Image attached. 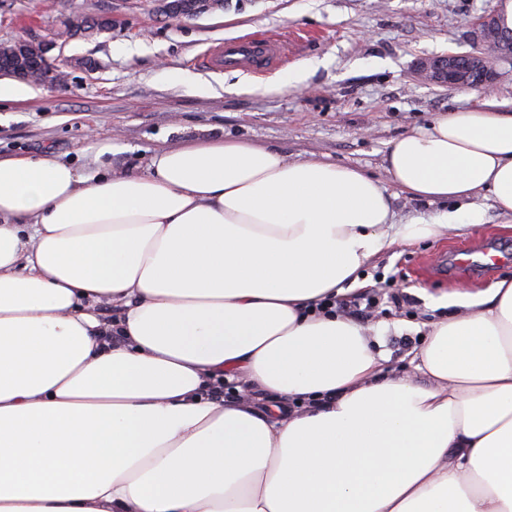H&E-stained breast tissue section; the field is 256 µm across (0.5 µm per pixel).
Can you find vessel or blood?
Returning a JSON list of instances; mask_svg holds the SVG:
<instances>
[{
  "instance_id": "obj_1",
  "label": "vessel or blood",
  "mask_w": 512,
  "mask_h": 512,
  "mask_svg": "<svg viewBox=\"0 0 512 512\" xmlns=\"http://www.w3.org/2000/svg\"><path fill=\"white\" fill-rule=\"evenodd\" d=\"M284 57L285 48L280 42L256 32L225 42L220 49L208 52L203 63L210 69H243L263 76L282 62ZM511 257L486 244H471L458 249L452 261L457 268L479 276L485 274L489 267Z\"/></svg>"
}]
</instances>
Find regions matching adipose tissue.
<instances>
[{"instance_id": "obj_1", "label": "adipose tissue", "mask_w": 512, "mask_h": 512, "mask_svg": "<svg viewBox=\"0 0 512 512\" xmlns=\"http://www.w3.org/2000/svg\"><path fill=\"white\" fill-rule=\"evenodd\" d=\"M383 168L443 211L244 141L0 158V512H512V278L456 293L415 376L316 310L480 195L512 216V116L451 110Z\"/></svg>"}]
</instances>
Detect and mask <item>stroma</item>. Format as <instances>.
I'll return each mask as SVG.
<instances>
[{"label":"stroma","instance_id":"stroma-1","mask_svg":"<svg viewBox=\"0 0 512 512\" xmlns=\"http://www.w3.org/2000/svg\"><path fill=\"white\" fill-rule=\"evenodd\" d=\"M168 0H0V45L48 41L67 24L103 19L62 50L65 83L39 85L22 103L0 104V155L47 151L83 168H143L154 152L193 140H244L289 158L310 155L364 170L389 195L396 222L434 216L381 165L389 144L439 113L494 102L512 114V60L500 61L490 90L422 80L417 63L474 51L472 24L505 0H224L193 17H169ZM287 42L286 68L317 61L299 87L265 92L268 77L212 72L204 53L249 32ZM481 224L459 236L380 254L359 280L378 305L363 319L371 344L397 374L413 369L432 324L428 296L476 290L512 277V262L474 276L436 274L435 257L482 238L512 252V229L489 199L477 198Z\"/></svg>","mask_w":512,"mask_h":512}]
</instances>
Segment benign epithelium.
Instances as JSON below:
<instances>
[{
	"mask_svg": "<svg viewBox=\"0 0 512 512\" xmlns=\"http://www.w3.org/2000/svg\"><path fill=\"white\" fill-rule=\"evenodd\" d=\"M506 30L501 26L498 15H484L473 27L476 51L467 55L448 54L426 59L419 64V75L438 85L483 89L491 86L496 72L485 64V57L492 47L505 40ZM57 37L40 45L43 58V81L56 85L61 82L56 64L50 62L48 53L59 46Z\"/></svg>",
	"mask_w": 512,
	"mask_h": 512,
	"instance_id": "1",
	"label": "benign epithelium"
}]
</instances>
